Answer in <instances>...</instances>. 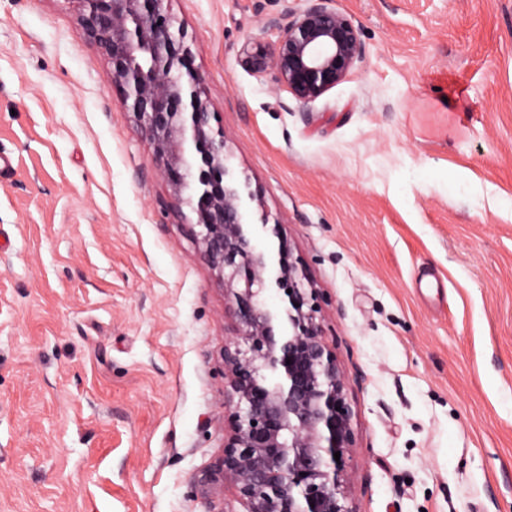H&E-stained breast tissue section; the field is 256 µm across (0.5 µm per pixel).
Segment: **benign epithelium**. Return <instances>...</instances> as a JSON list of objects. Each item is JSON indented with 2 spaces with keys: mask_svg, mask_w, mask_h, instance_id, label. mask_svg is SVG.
Listing matches in <instances>:
<instances>
[{
  "mask_svg": "<svg viewBox=\"0 0 512 512\" xmlns=\"http://www.w3.org/2000/svg\"><path fill=\"white\" fill-rule=\"evenodd\" d=\"M65 2L77 6L126 111L150 132L163 177L178 195L194 183L185 221L233 307L237 333L223 352L230 430L201 483L232 485L245 512H353L344 457L355 443L354 410L318 317L317 291L306 287L308 271L260 193L233 177L224 123L185 34L174 30L170 0ZM290 17L274 44L248 39L240 61L309 103L348 77L363 44L358 27L327 0ZM255 218L273 224L276 247L256 240ZM265 288L284 293L286 308L267 307L259 299Z\"/></svg>",
  "mask_w": 512,
  "mask_h": 512,
  "instance_id": "7a95c632",
  "label": "benign epithelium"
}]
</instances>
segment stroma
<instances>
[{"instance_id":"1","label":"stroma","mask_w":512,"mask_h":512,"mask_svg":"<svg viewBox=\"0 0 512 512\" xmlns=\"http://www.w3.org/2000/svg\"><path fill=\"white\" fill-rule=\"evenodd\" d=\"M328 5L365 51L310 103L239 58L307 0L170 9L317 290L353 512H512V0ZM0 156V512H244L197 481L229 430L224 285L66 0H0Z\"/></svg>"}]
</instances>
